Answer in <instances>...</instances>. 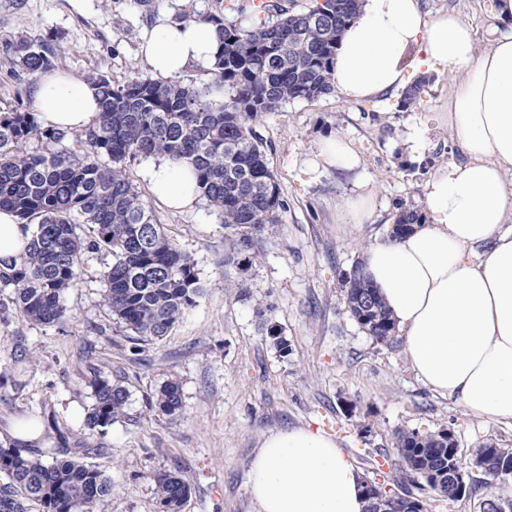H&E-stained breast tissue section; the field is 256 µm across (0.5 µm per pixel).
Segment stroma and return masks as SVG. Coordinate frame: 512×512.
Returning <instances> with one entry per match:
<instances>
[{
  "mask_svg": "<svg viewBox=\"0 0 512 512\" xmlns=\"http://www.w3.org/2000/svg\"><path fill=\"white\" fill-rule=\"evenodd\" d=\"M428 15L452 10L473 28L479 48L512 31L494 0H420ZM207 12L213 0H0V113L33 109L34 76L14 63L22 40H44L55 68L117 83L149 73L144 37L161 21L179 22L187 6ZM417 108L397 111L396 97L360 104L334 93L288 103L259 116L269 166L288 203L249 252L242 269L225 266L237 240L204 201L167 207L144 174L148 159L128 166L130 182L163 231L196 264L202 294L162 340L133 345L102 302L105 253L83 257L65 295L61 324L14 315L0 322V440L18 423L57 424L106 451L88 457L112 483L106 512H159L153 473L173 471L191 485L183 512H258L247 487L251 458L268 434L307 426L331 436L362 476L390 480L396 431H453L463 461L486 443L512 448V425L471 415L417 378L401 343H377L350 316L343 280L365 250L391 228L399 202L423 204L427 180L466 158L442 120L451 78L435 72ZM423 144L408 154L407 135ZM346 139L357 172L316 164L322 139ZM376 193L363 224L342 206L356 177ZM276 328L290 351L280 356L267 333ZM21 361H14L15 352ZM102 372L129 393L126 414L105 434L89 431V381ZM177 381L184 413L151 410L159 387Z\"/></svg>",
  "mask_w": 512,
  "mask_h": 512,
  "instance_id": "35a3bbf8",
  "label": "stroma"
}]
</instances>
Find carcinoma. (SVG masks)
Here are the masks:
<instances>
[{"instance_id": "1", "label": "carcinoma", "mask_w": 512, "mask_h": 512, "mask_svg": "<svg viewBox=\"0 0 512 512\" xmlns=\"http://www.w3.org/2000/svg\"><path fill=\"white\" fill-rule=\"evenodd\" d=\"M360 0H313L293 12L280 3L264 4L260 24L244 28L224 22L223 0L207 13L190 10L182 21L217 28L214 78L202 87L190 79H156L139 75L115 83L100 75L92 80L101 111L97 122L81 131L42 128L27 110L0 114V209L12 210L32 239L20 261L0 263V321L19 314L39 324L67 317L65 292L80 277L83 255L108 253L103 271V302L112 318L136 344L160 340L195 305L202 288L191 257L162 231L151 210L129 181V162L150 156L189 164L196 174L197 195L237 231L234 251L224 265L239 267L240 255L252 249L269 226L281 222L287 202L269 167L263 140L251 122L293 101H313L335 91L332 71L340 33L355 18ZM18 64L30 75L54 67L45 42L22 41ZM426 82L402 90L398 110L415 107ZM39 151L27 148L32 139ZM423 212L401 205L396 224H419ZM82 224L93 235L82 237ZM346 282L351 317L381 344L395 340L396 324L360 265ZM93 404L86 426L105 435L122 418L128 394L100 374L90 381ZM179 384L164 383L150 408L175 418L183 413ZM54 444L43 439L0 443V512H105L111 481L82 459L99 455L101 444L70 440L57 424ZM399 457L396 488L389 495L427 510V500L407 488L415 484L436 497L457 500L448 481L435 474L459 459L458 443L444 431L396 435ZM474 460L469 495H481V508L509 503L502 487L512 479V448L485 444ZM160 512H182L191 487L175 473H155Z\"/></svg>"}]
</instances>
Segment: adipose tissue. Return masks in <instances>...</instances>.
<instances>
[{"instance_id": "obj_1", "label": "adipose tissue", "mask_w": 512, "mask_h": 512, "mask_svg": "<svg viewBox=\"0 0 512 512\" xmlns=\"http://www.w3.org/2000/svg\"><path fill=\"white\" fill-rule=\"evenodd\" d=\"M214 26L160 24L143 48L154 75L212 68ZM448 71L456 83L445 121L465 162L439 170L425 189L428 220L403 239L364 253L425 387L471 415L512 424V33L478 49L455 12L427 15L420 0H362L342 32L333 65L347 102L390 96L409 64ZM35 109L50 128L80 131L98 118L88 81L68 72L39 75ZM145 175L170 207H191V168L162 162ZM248 490L258 512H364L358 470L324 433L296 427L266 436L252 457Z\"/></svg>"}]
</instances>
